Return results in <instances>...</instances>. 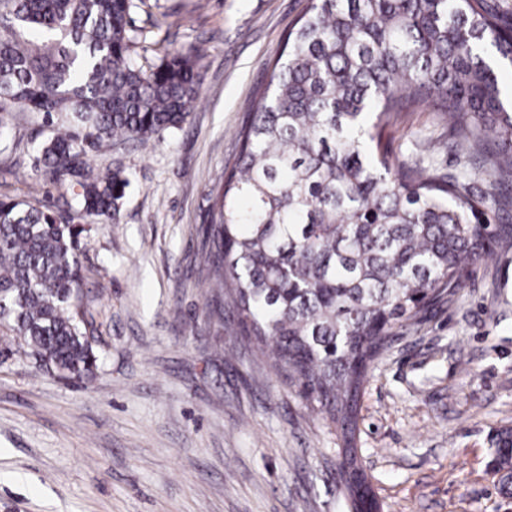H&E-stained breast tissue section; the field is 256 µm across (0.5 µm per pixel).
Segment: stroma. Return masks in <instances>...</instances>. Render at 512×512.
Masks as SVG:
<instances>
[{"label":"stroma","mask_w":512,"mask_h":512,"mask_svg":"<svg viewBox=\"0 0 512 512\" xmlns=\"http://www.w3.org/2000/svg\"><path fill=\"white\" fill-rule=\"evenodd\" d=\"M308 0H146L149 60L200 49V100L145 145L89 164L129 179L117 222L87 224L84 303L98 366L65 382L24 354L0 363V512H348L338 440L248 344L235 357L204 264L218 178L247 107ZM0 199L56 203L34 170L50 131L16 112ZM448 130L393 128L404 158ZM358 457L382 512H512L489 471L512 429V249L495 248L417 330L393 337L358 403Z\"/></svg>","instance_id":"1"}]
</instances>
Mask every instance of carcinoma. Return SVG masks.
I'll list each match as a JSON object with an SVG mask.
<instances>
[{
	"mask_svg": "<svg viewBox=\"0 0 512 512\" xmlns=\"http://www.w3.org/2000/svg\"><path fill=\"white\" fill-rule=\"evenodd\" d=\"M145 0H0V117L50 128L39 176L84 217L115 219L128 179L90 155L179 127L199 98L202 55L136 52ZM512 23L499 0H309L223 169L207 261L240 336L296 383L354 462L357 397L396 331L512 247ZM432 107L462 177L398 161L387 131ZM48 205L0 199V359L22 351L67 379L93 375L81 234ZM494 472L512 478V433Z\"/></svg>",
	"mask_w": 512,
	"mask_h": 512,
	"instance_id": "carcinoma-1",
	"label": "carcinoma"
}]
</instances>
